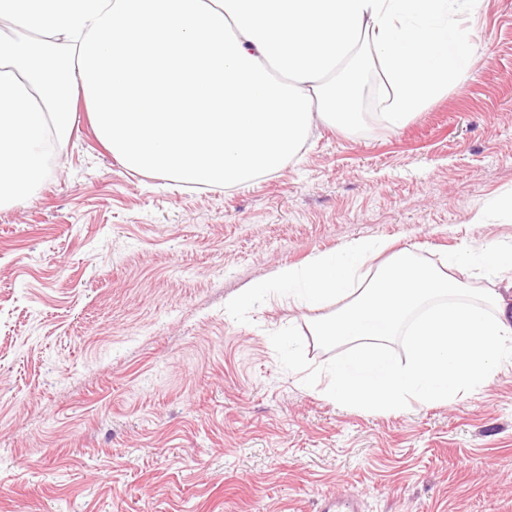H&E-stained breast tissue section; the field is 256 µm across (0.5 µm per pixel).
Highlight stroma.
<instances>
[{"instance_id": "35a3bbf8", "label": "stroma", "mask_w": 512, "mask_h": 512, "mask_svg": "<svg viewBox=\"0 0 512 512\" xmlns=\"http://www.w3.org/2000/svg\"><path fill=\"white\" fill-rule=\"evenodd\" d=\"M468 80L409 122L316 123L277 172L224 189L134 173L85 105L37 198L0 209V512H512V360L446 405L389 412L327 399L282 369L271 332L330 351L313 311L225 300L358 238L442 265L512 242V0L460 14ZM318 512H361V502L354 496L325 495L319 499Z\"/></svg>"}]
</instances>
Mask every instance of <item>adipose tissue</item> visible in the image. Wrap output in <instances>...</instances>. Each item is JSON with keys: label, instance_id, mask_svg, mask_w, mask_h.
I'll return each instance as SVG.
<instances>
[{"label": "adipose tissue", "instance_id": "ef3b65f1", "mask_svg": "<svg viewBox=\"0 0 512 512\" xmlns=\"http://www.w3.org/2000/svg\"><path fill=\"white\" fill-rule=\"evenodd\" d=\"M482 4L0 0V20L35 33L0 48V207L37 193L79 96L125 168L212 187L278 171L315 122L354 124L371 70L380 120L404 124L469 77L475 45L454 16Z\"/></svg>", "mask_w": 512, "mask_h": 512}]
</instances>
